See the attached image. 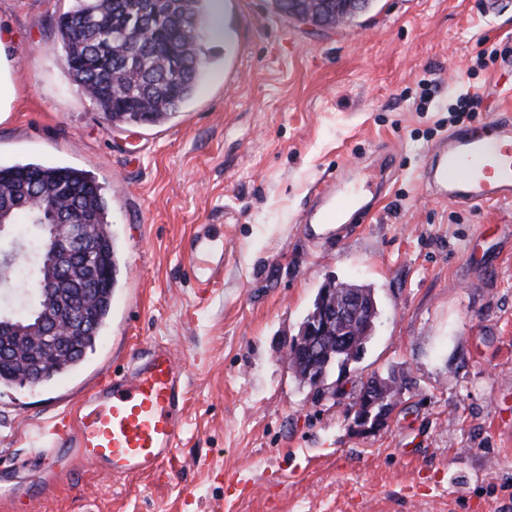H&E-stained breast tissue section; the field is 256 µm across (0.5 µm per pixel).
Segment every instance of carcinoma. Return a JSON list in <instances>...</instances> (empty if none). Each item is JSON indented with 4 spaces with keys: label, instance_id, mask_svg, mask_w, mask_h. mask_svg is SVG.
<instances>
[{
    "label": "carcinoma",
    "instance_id": "cac0c4a2",
    "mask_svg": "<svg viewBox=\"0 0 512 512\" xmlns=\"http://www.w3.org/2000/svg\"><path fill=\"white\" fill-rule=\"evenodd\" d=\"M180 17L160 28L139 13L137 0H74L72 9L58 17L56 33L64 63L77 88L114 126L157 125L166 122L195 94L201 78V33L207 29L210 0H181ZM169 46L185 62V69L170 79L160 48ZM61 210L78 212L98 234L79 256L77 265L96 269L88 293L95 297L93 320L71 345L52 353L39 352L41 385L78 367L106 323L117 286L118 254L106 220L99 187L82 171L66 166L35 163L0 165V211L15 224H27L36 234L39 255L43 248L42 211L50 201ZM355 352L336 353L327 370H341L364 352L372 332L353 327ZM21 368L0 364L1 385H24Z\"/></svg>",
    "mask_w": 512,
    "mask_h": 512
}]
</instances>
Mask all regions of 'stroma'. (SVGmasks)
<instances>
[{
  "label": "stroma",
  "mask_w": 512,
  "mask_h": 512,
  "mask_svg": "<svg viewBox=\"0 0 512 512\" xmlns=\"http://www.w3.org/2000/svg\"><path fill=\"white\" fill-rule=\"evenodd\" d=\"M71 0H0L18 96L0 117V164L85 171L99 186L119 273L112 309L74 371L46 387L0 386V482L43 460L33 440L105 375L155 344L188 378L187 432L172 467L123 480L90 465L63 474L33 512H512V200L438 201L427 151L512 112V0H372L315 28L270 0H223L204 36L192 100L157 126L115 127L77 91L55 21ZM434 86L425 111L421 80ZM347 170L375 200L337 239L301 215L323 177ZM198 234L224 244V287L205 303L178 256ZM374 288L361 358L299 383L281 349L328 281ZM407 383L388 424L357 433L362 382ZM241 472L237 496L224 474Z\"/></svg>",
  "instance_id": "35a3bbf8"
}]
</instances>
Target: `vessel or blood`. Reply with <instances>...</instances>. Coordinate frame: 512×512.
<instances>
[{"label": "vessel or blood", "mask_w": 512, "mask_h": 512, "mask_svg": "<svg viewBox=\"0 0 512 512\" xmlns=\"http://www.w3.org/2000/svg\"><path fill=\"white\" fill-rule=\"evenodd\" d=\"M438 200L480 206L512 197V115L453 131L431 150L424 171ZM320 221L364 223L371 210L354 195H340L335 182L316 194ZM212 252L207 238L195 237L180 254L193 277L197 301L224 286V265L203 267ZM187 386L176 355L164 346L129 370L99 382L78 411L63 412L41 441L46 465L33 483V496L52 493L61 471L90 462L116 479L158 471L175 457L186 425Z\"/></svg>", "instance_id": "obj_1"}]
</instances>
